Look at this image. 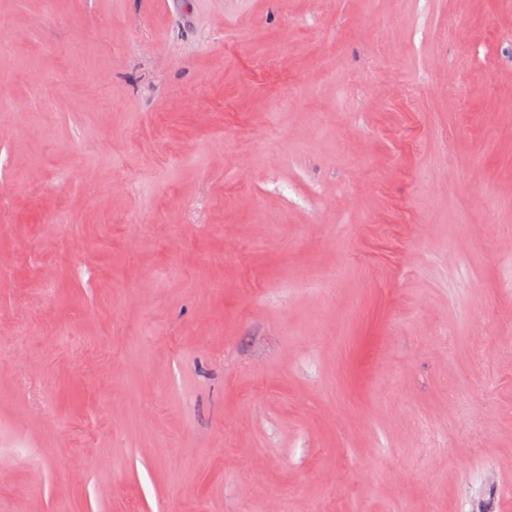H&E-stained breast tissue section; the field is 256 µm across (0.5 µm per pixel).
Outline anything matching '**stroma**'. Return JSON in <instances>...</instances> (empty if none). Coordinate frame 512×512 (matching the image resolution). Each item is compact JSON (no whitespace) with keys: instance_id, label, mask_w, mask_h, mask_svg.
Returning <instances> with one entry per match:
<instances>
[{"instance_id":"35a3bbf8","label":"stroma","mask_w":512,"mask_h":512,"mask_svg":"<svg viewBox=\"0 0 512 512\" xmlns=\"http://www.w3.org/2000/svg\"><path fill=\"white\" fill-rule=\"evenodd\" d=\"M494 224L512 0H0V512H512Z\"/></svg>"}]
</instances>
